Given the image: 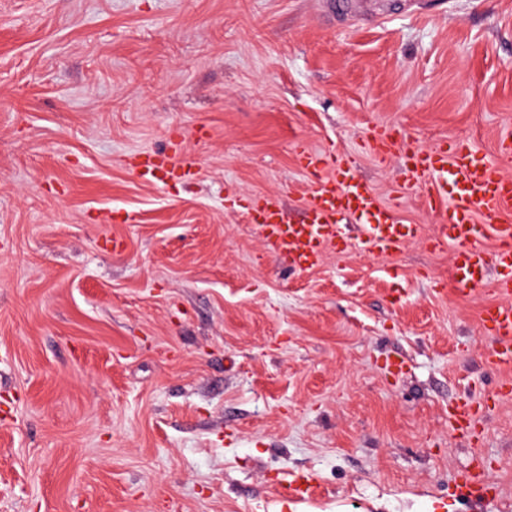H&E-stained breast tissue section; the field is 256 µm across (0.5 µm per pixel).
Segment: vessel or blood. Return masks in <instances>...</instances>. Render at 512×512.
Wrapping results in <instances>:
<instances>
[{
	"instance_id": "vessel-or-blood-1",
	"label": "vessel or blood",
	"mask_w": 512,
	"mask_h": 512,
	"mask_svg": "<svg viewBox=\"0 0 512 512\" xmlns=\"http://www.w3.org/2000/svg\"><path fill=\"white\" fill-rule=\"evenodd\" d=\"M364 147L381 160L403 152L402 191H421L425 206L439 216L430 235L433 247L443 249L451 243L457 247L449 281L453 291L466 296L492 286L498 300L482 312L492 342L484 361L492 369L511 371L512 176L499 162L479 156L470 142L455 140L425 150L412 146L389 125L372 127ZM181 153V143L175 140L168 154H141L136 168L145 178H171L185 171ZM297 155L312 178L304 220L287 221L272 197L252 198L246 207L266 249L285 257L293 269L307 270L328 251L352 246L374 256L393 255L420 236V225L400 223L396 204L381 201L360 176L352 153L329 145L312 150L302 143ZM349 222L360 226L357 239L345 233ZM488 236L494 240L490 250L483 245ZM479 411L478 405L464 400L449 415L465 431Z\"/></svg>"
}]
</instances>
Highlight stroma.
<instances>
[{"label": "stroma", "instance_id": "1", "mask_svg": "<svg viewBox=\"0 0 512 512\" xmlns=\"http://www.w3.org/2000/svg\"><path fill=\"white\" fill-rule=\"evenodd\" d=\"M330 2L0 0V512H512L495 295L422 240L291 272L244 207L302 218L299 140L390 201L376 124L497 157L512 0ZM173 138L193 173L140 180ZM480 407L469 400L460 401L449 411L450 418L461 430L468 432V429L476 421Z\"/></svg>", "mask_w": 512, "mask_h": 512}]
</instances>
